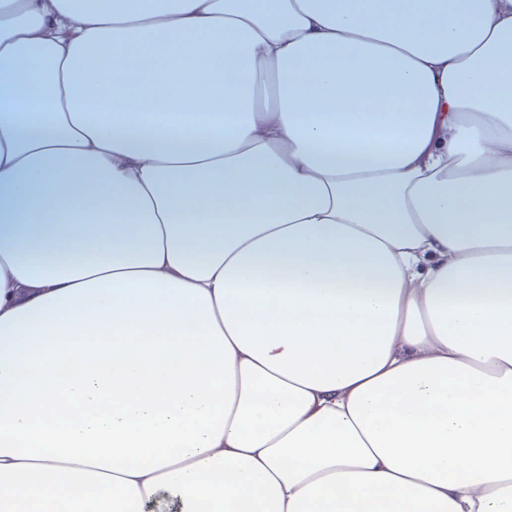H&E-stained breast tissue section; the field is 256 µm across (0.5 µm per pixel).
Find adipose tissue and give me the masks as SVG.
Segmentation results:
<instances>
[{"mask_svg":"<svg viewBox=\"0 0 512 512\" xmlns=\"http://www.w3.org/2000/svg\"><path fill=\"white\" fill-rule=\"evenodd\" d=\"M369 2L0 0V512H512V0Z\"/></svg>","mask_w":512,"mask_h":512,"instance_id":"adipose-tissue-1","label":"adipose tissue"}]
</instances>
